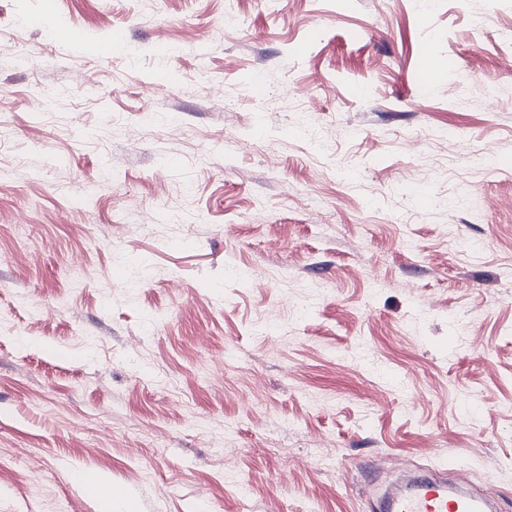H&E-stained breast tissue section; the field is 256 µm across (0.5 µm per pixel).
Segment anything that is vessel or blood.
<instances>
[{
  "label": "vessel or blood",
  "mask_w": 512,
  "mask_h": 512,
  "mask_svg": "<svg viewBox=\"0 0 512 512\" xmlns=\"http://www.w3.org/2000/svg\"><path fill=\"white\" fill-rule=\"evenodd\" d=\"M493 508L485 497L422 475L413 476L404 490L390 494L379 506L380 512H492Z\"/></svg>",
  "instance_id": "1"
}]
</instances>
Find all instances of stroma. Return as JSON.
<instances>
[{
    "instance_id": "35a3bbf8",
    "label": "stroma",
    "mask_w": 512,
    "mask_h": 512,
    "mask_svg": "<svg viewBox=\"0 0 512 512\" xmlns=\"http://www.w3.org/2000/svg\"><path fill=\"white\" fill-rule=\"evenodd\" d=\"M439 3L0 0V512H512V0ZM381 512H488L493 503L461 486L448 487L447 480L414 475L404 490L387 496Z\"/></svg>"
}]
</instances>
